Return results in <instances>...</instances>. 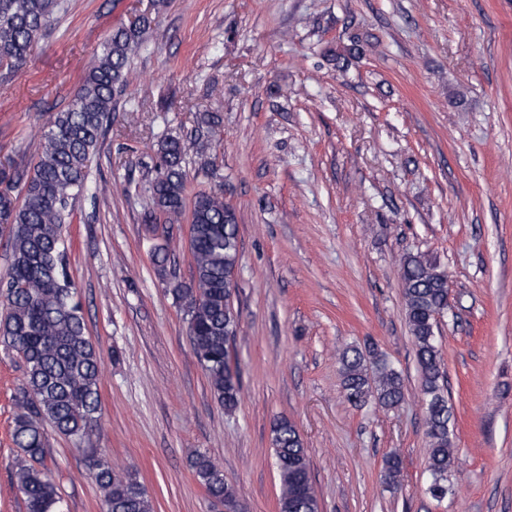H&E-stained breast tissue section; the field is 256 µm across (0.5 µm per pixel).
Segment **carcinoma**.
I'll return each instance as SVG.
<instances>
[{
    "label": "carcinoma",
    "mask_w": 512,
    "mask_h": 512,
    "mask_svg": "<svg viewBox=\"0 0 512 512\" xmlns=\"http://www.w3.org/2000/svg\"><path fill=\"white\" fill-rule=\"evenodd\" d=\"M64 0H0V63L8 70L27 64L31 48L46 36ZM140 15L112 32L101 55L86 73L67 109L57 112L44 130L31 168L0 169V235L8 238L7 278L0 282L7 310L0 318V342L23 360V380L14 396L12 440L20 453L14 476L25 496L27 512H60L61 496L50 472L42 467L49 453L48 430L81 450L98 427L101 411L100 354L87 337L76 285L69 271L66 225L78 200L90 191L91 164L106 130L112 126L116 95L127 86L131 54L151 28ZM222 124L207 113L194 134L168 136L158 143L155 176L148 181L150 224L163 223L154 234L151 257L171 277L174 298L185 306L192 351L205 371L211 391L224 410L238 404L241 374L229 362V344L239 325L232 303L240 259L235 209L216 191H200L191 203L189 251L193 278L178 281L169 244L174 225L186 208V159L203 155L209 138ZM405 317L416 350L429 457L428 493L448 496L454 464L450 437L453 412L444 389V363L435 329L448 310V274L423 255H408L401 264ZM339 373L347 401L370 402L391 409L405 396L401 373L373 349L345 350ZM278 478V512H321L312 485L310 458L296 425L287 418L272 428ZM89 466L103 492L104 512H153L143 485L105 457L92 456ZM193 472L216 503L231 504L236 491L223 468L199 454Z\"/></svg>",
    "instance_id": "carcinoma-1"
}]
</instances>
